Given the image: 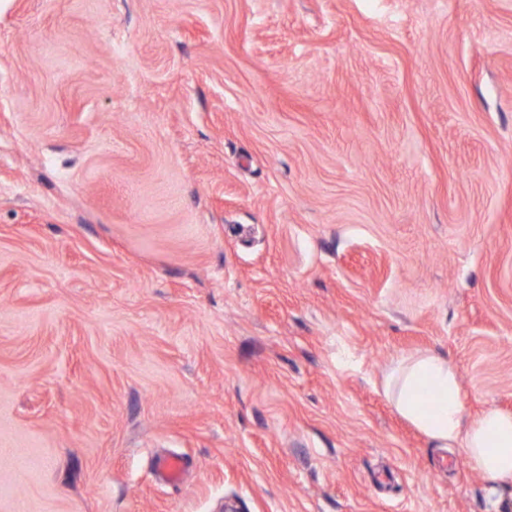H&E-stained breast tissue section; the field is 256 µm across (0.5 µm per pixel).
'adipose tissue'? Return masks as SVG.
<instances>
[{"instance_id": "adipose-tissue-1", "label": "adipose tissue", "mask_w": 512, "mask_h": 512, "mask_svg": "<svg viewBox=\"0 0 512 512\" xmlns=\"http://www.w3.org/2000/svg\"><path fill=\"white\" fill-rule=\"evenodd\" d=\"M384 383L392 406L428 439L443 448L462 446L469 467L492 480L512 479V415L490 410L466 421L459 373L446 357H402Z\"/></svg>"}]
</instances>
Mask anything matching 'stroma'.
<instances>
[{
	"label": "stroma",
	"mask_w": 512,
	"mask_h": 512,
	"mask_svg": "<svg viewBox=\"0 0 512 512\" xmlns=\"http://www.w3.org/2000/svg\"><path fill=\"white\" fill-rule=\"evenodd\" d=\"M418 350L512 413V0H0V512H512ZM385 393L396 411L441 448L461 444L466 462L495 481L512 479V415L496 410L468 422L459 373L448 358L418 352L393 363Z\"/></svg>",
	"instance_id": "35a3bbf8"
}]
</instances>
